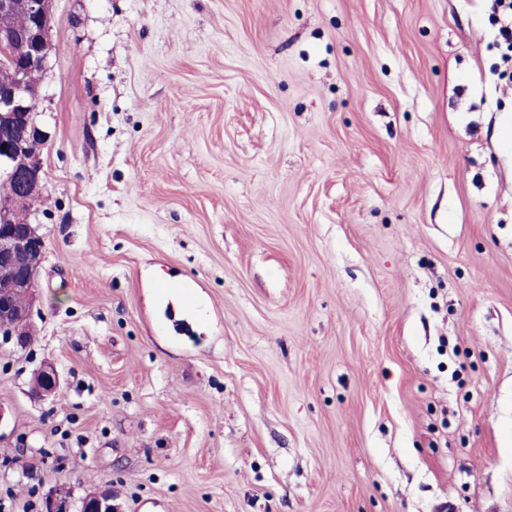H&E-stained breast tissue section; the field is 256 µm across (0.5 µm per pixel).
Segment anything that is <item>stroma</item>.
<instances>
[{
  "label": "stroma",
  "instance_id": "stroma-1",
  "mask_svg": "<svg viewBox=\"0 0 512 512\" xmlns=\"http://www.w3.org/2000/svg\"><path fill=\"white\" fill-rule=\"evenodd\" d=\"M496 30L490 0H53L0 512L61 485L119 512H512ZM60 377L57 369L49 364L41 367L35 376L33 393L38 396L55 394L59 388ZM80 512H113L112 491L107 487L100 489L96 494L86 497L80 505Z\"/></svg>",
  "mask_w": 512,
  "mask_h": 512
}]
</instances>
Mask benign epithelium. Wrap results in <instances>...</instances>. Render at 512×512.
<instances>
[{"mask_svg": "<svg viewBox=\"0 0 512 512\" xmlns=\"http://www.w3.org/2000/svg\"><path fill=\"white\" fill-rule=\"evenodd\" d=\"M51 0H0V67L11 77L0 81V179L17 193L0 200V343L19 347L28 340L45 242L35 225L20 220L44 190L37 153L42 141L34 122L39 84L33 74L44 71L51 51ZM23 18L20 24L14 23ZM60 377L49 364L35 376L33 393H56ZM70 492L60 486L43 498V512H69ZM80 512H114L112 491L100 489L86 497Z\"/></svg>", "mask_w": 512, "mask_h": 512, "instance_id": "1", "label": "benign epithelium"}]
</instances>
